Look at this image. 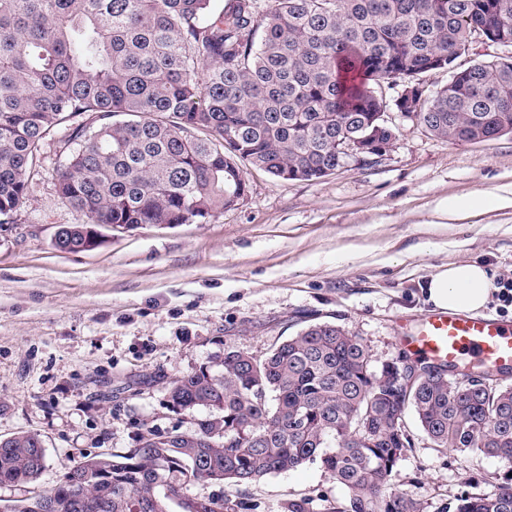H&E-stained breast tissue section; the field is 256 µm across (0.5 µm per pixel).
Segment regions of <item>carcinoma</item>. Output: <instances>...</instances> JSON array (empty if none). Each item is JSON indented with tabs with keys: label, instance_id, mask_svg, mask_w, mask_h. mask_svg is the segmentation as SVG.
Listing matches in <instances>:
<instances>
[{
	"label": "carcinoma",
	"instance_id": "1",
	"mask_svg": "<svg viewBox=\"0 0 512 512\" xmlns=\"http://www.w3.org/2000/svg\"><path fill=\"white\" fill-rule=\"evenodd\" d=\"M486 27L512 41V0H0V226L14 219L43 146L61 128L55 190L89 224L54 246L95 248L91 224H202L248 191L241 165L313 181L356 161L336 149L413 112L429 134L484 141L512 127V60L481 61L426 94L424 77ZM416 87L404 98L406 87ZM360 336L306 325L256 359L224 353L173 381L190 431H148L123 453L85 454L45 491L52 512H249L242 497L187 495L199 482L248 486L319 463L346 489L320 512H422L389 487L408 451L406 415L439 448L512 463V387L461 385L443 366L391 381ZM46 467L39 435L0 438V484L24 495ZM448 512H512V485L462 494Z\"/></svg>",
	"mask_w": 512,
	"mask_h": 512
}]
</instances>
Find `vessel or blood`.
<instances>
[{
	"label": "vessel or blood",
	"mask_w": 512,
	"mask_h": 512,
	"mask_svg": "<svg viewBox=\"0 0 512 512\" xmlns=\"http://www.w3.org/2000/svg\"><path fill=\"white\" fill-rule=\"evenodd\" d=\"M403 345L412 355L451 369L468 361L488 371H512V325L491 315L432 311Z\"/></svg>",
	"instance_id": "vessel-or-blood-1"
}]
</instances>
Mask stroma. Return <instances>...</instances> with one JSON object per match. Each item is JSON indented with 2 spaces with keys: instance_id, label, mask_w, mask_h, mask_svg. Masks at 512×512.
<instances>
[{
  "instance_id": "stroma-1",
  "label": "stroma",
  "mask_w": 512,
  "mask_h": 512,
  "mask_svg": "<svg viewBox=\"0 0 512 512\" xmlns=\"http://www.w3.org/2000/svg\"><path fill=\"white\" fill-rule=\"evenodd\" d=\"M390 118L399 136L375 166L289 181L247 165L244 200L208 222L108 230L76 253L53 245L87 217L55 191L48 138L14 223L0 226V437L39 434L47 463L36 489L83 454L127 451L149 429H192L207 410L174 409L167 390L225 351L262 356L326 321L360 336L378 368L401 356V332L428 312L422 288L440 267L512 274V207L492 204L512 197V135L455 143ZM406 423L414 444L389 483L424 512L512 485L511 464L434 447L414 417ZM247 494L254 512H286L291 499L345 490L308 464Z\"/></svg>"
}]
</instances>
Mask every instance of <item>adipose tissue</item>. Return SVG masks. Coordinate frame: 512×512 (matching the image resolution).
<instances>
[{
	"instance_id": "1",
	"label": "adipose tissue",
	"mask_w": 512,
	"mask_h": 512,
	"mask_svg": "<svg viewBox=\"0 0 512 512\" xmlns=\"http://www.w3.org/2000/svg\"><path fill=\"white\" fill-rule=\"evenodd\" d=\"M489 291L488 270L477 263H462L432 274L423 293L433 308L474 313L486 306Z\"/></svg>"
}]
</instances>
